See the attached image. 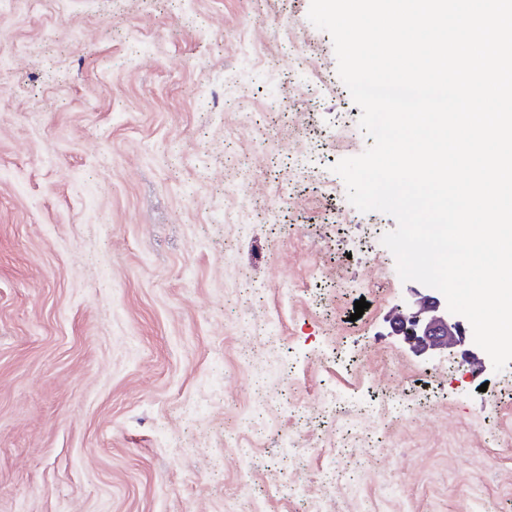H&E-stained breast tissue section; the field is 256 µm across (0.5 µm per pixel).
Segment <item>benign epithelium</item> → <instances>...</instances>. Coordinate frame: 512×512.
<instances>
[{"label": "benign epithelium", "instance_id": "benign-epithelium-1", "mask_svg": "<svg viewBox=\"0 0 512 512\" xmlns=\"http://www.w3.org/2000/svg\"><path fill=\"white\" fill-rule=\"evenodd\" d=\"M387 322L390 335L399 337L420 356L441 357L459 348L465 361L483 370L492 364L489 356L481 357L469 348L464 317L450 313L445 297L436 289H411L410 295L393 307Z\"/></svg>", "mask_w": 512, "mask_h": 512}]
</instances>
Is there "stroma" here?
<instances>
[{"label": "stroma", "mask_w": 512, "mask_h": 512, "mask_svg": "<svg viewBox=\"0 0 512 512\" xmlns=\"http://www.w3.org/2000/svg\"><path fill=\"white\" fill-rule=\"evenodd\" d=\"M310 2L0 0V512H512V367L390 335Z\"/></svg>", "instance_id": "stroma-1"}]
</instances>
